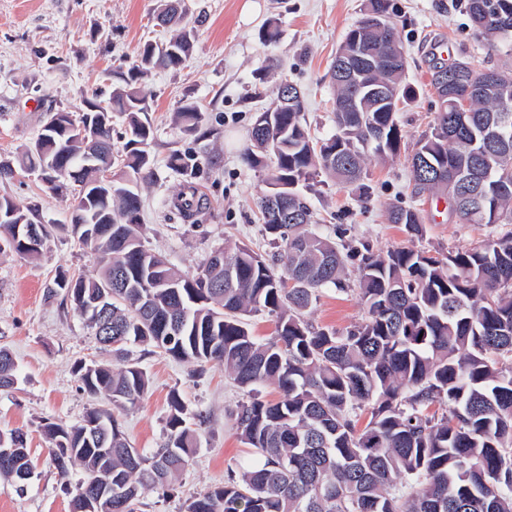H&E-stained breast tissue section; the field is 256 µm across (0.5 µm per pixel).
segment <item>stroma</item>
Instances as JSON below:
<instances>
[{
    "mask_svg": "<svg viewBox=\"0 0 512 512\" xmlns=\"http://www.w3.org/2000/svg\"><path fill=\"white\" fill-rule=\"evenodd\" d=\"M247 0H184L193 49L176 69L157 70L145 82L152 106L154 181L145 188L143 232L146 244L175 267L194 272L210 252L235 243L263 255L273 252L262 233L256 202L266 172L249 167L254 116L267 107L275 85L296 84L315 138L331 136L333 89L327 71L345 34L363 16L365 0H255L253 19L242 17ZM160 0H0V156L15 157L41 133L48 112H79L86 98L110 92L109 73L128 71L139 48L164 43L168 29L156 26ZM390 19L406 57L405 81L416 91L398 114L404 140L400 157L369 161L363 186L319 184L306 191L318 218L317 232L332 234L336 225L373 250L397 247L448 250L479 245L495 234L491 224H461L448 214L445 198L412 194L406 159L414 143L430 130L437 99L430 85L432 63L468 61L476 69L507 68L512 59L478 39L464 0H390ZM281 32L265 43L267 24ZM203 105L216 136L195 139L174 123L184 100ZM192 152L200 170L194 184L210 207L197 220L182 221L169 202L183 182L171 171L173 152ZM21 206H38L44 223L54 225L37 258L0 253V347L16 363V383L0 388V433L21 429L34 476L24 494L0 487V512H72L81 467L61 476L42 432L47 422L78 423L90 400L78 380V362L111 360L63 294H50L60 269L91 274L94 254L80 249L61 231L69 220L72 197L43 190L22 166L0 179V195ZM415 207L423 216L422 236H410L390 223V207ZM364 314L359 298L324 290L308 318L313 324L344 329ZM129 358L149 378L147 395L117 417L130 442L152 450L163 442L171 392H179L188 415H203L196 453L170 493L144 495L138 512H183L186 501L222 485L229 471L249 457L231 417L247 394L224 375L223 366L202 365L129 348Z\"/></svg>",
    "mask_w": 512,
    "mask_h": 512,
    "instance_id": "stroma-1",
    "label": "stroma"
}]
</instances>
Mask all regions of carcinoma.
<instances>
[{"label":"carcinoma","instance_id":"cac0c4a2","mask_svg":"<svg viewBox=\"0 0 512 512\" xmlns=\"http://www.w3.org/2000/svg\"><path fill=\"white\" fill-rule=\"evenodd\" d=\"M478 0L465 8L477 34L512 57V0H488L497 14L479 18ZM388 16L387 0H367L365 14L346 33L337 56L346 57L359 37L375 65L354 77L330 69L336 98L353 111L334 113L336 132L313 138L303 101L267 113L266 127L251 128L244 156L269 171L258 201L261 224L276 252L266 258L248 245L220 250L224 260L207 261L192 274L174 269L145 244L141 186L155 179L149 146L151 106L139 80L156 68H177L192 51L181 26L180 0H165L159 24L176 28L163 45L146 43L137 60L103 101L89 100L79 118L51 113L57 127L42 131L21 152L27 170L49 169L65 190L77 189L67 231L96 255L94 276L61 270L53 284L87 325L81 298L112 292V353L142 344L186 362H215L250 392L272 386L276 400L256 396L233 412L235 430L258 461L193 499L187 512H512V69L504 83L484 94L460 86L443 92L451 66H434L431 85L440 102L430 134L408 156L413 193L443 195L450 214L466 224H501L495 238L469 248L430 253L409 247L375 252L346 239L336 226L331 239L312 230V212L296 191L299 182L325 175L339 184L363 180L367 161L401 154L403 134L397 112L366 97L361 87L391 83L398 99L414 90L403 81L405 59L393 23L366 25L371 15ZM467 106L465 120L456 108ZM123 119L122 153H112V116ZM507 121L509 134L493 145L483 141L489 119ZM184 132L213 137L205 112L187 100L176 112ZM112 167V184L99 182L100 167ZM173 170L194 169L189 153L170 156ZM187 182L171 207L185 221L207 208ZM393 224L423 233L413 207L389 211ZM34 225L43 237L53 225L39 210L0 195V251L33 258L40 249L16 238L17 225ZM357 293L361 321L343 330L314 325L306 314L326 287ZM276 317L275 336L259 341L249 317ZM93 403L73 426L48 423L44 434L59 473L79 465L85 472L73 512L97 494L112 474L121 489L118 512H137L145 493L168 491L192 461L197 430L187 423L178 392L169 397L167 437L146 454L128 441L114 410L135 406L149 378L139 365L93 362L74 368ZM15 365L0 348V387L14 384ZM108 423L97 436L87 422ZM12 449L0 461V480L18 494L27 483L19 473L32 468L27 434L0 435Z\"/></svg>","mask_w":512,"mask_h":512}]
</instances>
